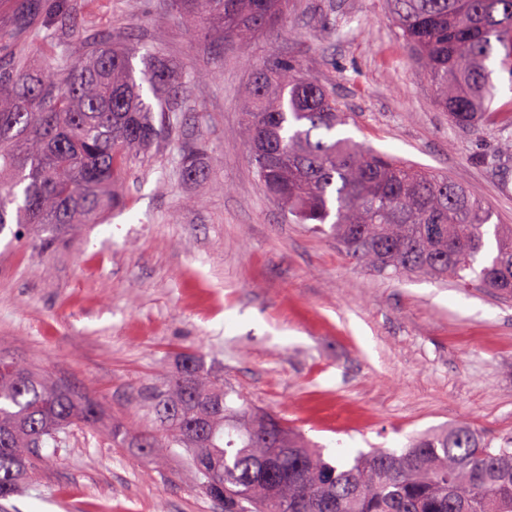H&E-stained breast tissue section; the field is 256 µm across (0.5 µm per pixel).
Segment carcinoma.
Returning a JSON list of instances; mask_svg holds the SVG:
<instances>
[{"instance_id": "obj_1", "label": "carcinoma", "mask_w": 512, "mask_h": 512, "mask_svg": "<svg viewBox=\"0 0 512 512\" xmlns=\"http://www.w3.org/2000/svg\"><path fill=\"white\" fill-rule=\"evenodd\" d=\"M187 26L247 43L284 26L291 0H172ZM408 61L451 123L473 131L512 125L493 75L512 82V0H389ZM110 39L33 72L0 63V234L54 235L97 224L118 200L130 156L162 136L155 111L187 105L177 67L157 52ZM241 128L265 189L297 224L336 240L352 263L399 277L454 279L512 295V225L448 177L336 135L347 113L291 61L255 65ZM198 150L183 175L204 179ZM157 390L158 427L141 435L152 460L182 448L199 487L224 512H512V444L495 448L464 422L418 435L399 450L373 448L342 465L280 417L288 446L273 453L246 396L190 354ZM103 423L88 394L22 362L0 359V498L12 496L79 426ZM137 420L107 428L122 446Z\"/></svg>"}]
</instances>
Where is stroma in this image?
<instances>
[{
    "label": "stroma",
    "mask_w": 512,
    "mask_h": 512,
    "mask_svg": "<svg viewBox=\"0 0 512 512\" xmlns=\"http://www.w3.org/2000/svg\"><path fill=\"white\" fill-rule=\"evenodd\" d=\"M290 24L241 45L190 29L170 0H0L1 59L26 50L36 71L109 36L176 62L192 103L133 160L100 223L47 249L0 233V358L95 396L112 425L134 414L154 428V387L193 352L343 461L457 421L512 440V296L355 266L289 221L239 131L253 63L294 60L349 114L341 135L447 174L496 224H512V133L449 122L387 0H293ZM195 142L199 182L180 168ZM43 453L0 512H224L180 448L147 463L100 428Z\"/></svg>",
    "instance_id": "stroma-1"
}]
</instances>
